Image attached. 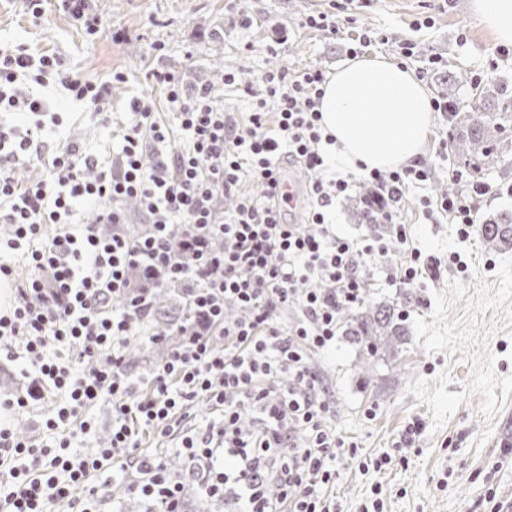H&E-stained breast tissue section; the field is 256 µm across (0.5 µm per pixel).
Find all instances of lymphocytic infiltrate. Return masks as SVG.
Here are the masks:
<instances>
[{
    "label": "lymphocytic infiltrate",
    "instance_id": "1",
    "mask_svg": "<svg viewBox=\"0 0 512 512\" xmlns=\"http://www.w3.org/2000/svg\"><path fill=\"white\" fill-rule=\"evenodd\" d=\"M151 76L177 112L183 148L164 150L169 130L134 97L119 151L102 161L52 144L60 110L53 91L105 114L113 83L125 75L97 84L67 70L60 56L0 43V224L10 226L6 246L22 251L30 270L17 281L0 261V279L15 282L11 308L0 314V350L38 373L27 396L0 409L28 408L46 388L58 397L44 420L47 443L0 427V512H102V497L83 488L91 474L108 472L129 477L144 512H183L190 484L229 497L234 512H338L328 490L345 442L327 423L330 405L308 360L332 351L341 310L364 302L367 261L406 252L398 283L418 284L422 253L409 249V227L396 215L407 189L435 170L416 160L367 173L375 191L366 206L374 223L389 225L390 241L364 245L330 220L354 176L336 171V140L322 130L325 70L281 68L262 88L244 87L251 106L243 126L212 86H185L165 69ZM287 162L301 170L312 201L302 226L286 222L280 199ZM34 163L42 175L19 180L18 169ZM247 178L261 195L241 191ZM489 191L477 181L422 205L446 215L466 240L479 222L474 201ZM228 197L234 205L226 211ZM130 201L145 217L138 231L130 228ZM173 283L184 287L188 318L145 393L128 369L126 345L153 314L151 290ZM286 309L297 317L283 329L275 318ZM105 399L113 406L109 443L72 452L91 431L87 411ZM200 403L218 428L188 426ZM247 415L254 429L243 427ZM143 429L178 437L185 469L170 470L162 449L138 448Z\"/></svg>",
    "mask_w": 512,
    "mask_h": 512
}]
</instances>
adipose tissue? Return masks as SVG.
I'll return each instance as SVG.
<instances>
[{
	"label": "adipose tissue",
	"mask_w": 512,
	"mask_h": 512,
	"mask_svg": "<svg viewBox=\"0 0 512 512\" xmlns=\"http://www.w3.org/2000/svg\"><path fill=\"white\" fill-rule=\"evenodd\" d=\"M471 6L499 44L512 46V0H472ZM323 90L321 122L349 169L401 167L421 154L432 112L411 69L381 55L359 56L340 66Z\"/></svg>",
	"instance_id": "adipose-tissue-1"
}]
</instances>
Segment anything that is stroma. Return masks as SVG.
<instances>
[{"label": "stroma", "mask_w": 512, "mask_h": 512, "mask_svg": "<svg viewBox=\"0 0 512 512\" xmlns=\"http://www.w3.org/2000/svg\"><path fill=\"white\" fill-rule=\"evenodd\" d=\"M471 0H355L353 22L338 36L303 29L306 14L330 10L331 0H95L102 27L87 36L58 0H44L42 16L32 21L26 0H0V39L62 56L75 73L105 81L124 73L112 90V109L124 111L128 100H152L159 121L172 134L169 151L182 148L176 114L149 77L156 65L178 73L186 83L208 82L221 89L227 112L246 122L250 104L225 87L224 74L260 85L266 72L288 66L320 65L335 71L348 57L352 39L362 29H377L412 40L415 55L407 66L421 72L430 55L442 56L444 70L423 80L429 95L471 101V78L489 89L490 105L512 111V52L498 54L494 34L470 9ZM253 18L240 24L241 13ZM288 38L268 52L279 31ZM122 32L115 41L113 32ZM273 44V43H272ZM464 74L451 84L449 74ZM55 137L108 157L118 136L101 125L88 107L61 101ZM452 125L443 116L432 121L424 159L438 167L427 185L410 189L399 218L409 224L410 245L422 252L426 269L416 288L385 280L377 263L367 266L369 302L388 303L404 312L405 333L378 336L376 352L366 344L336 339L335 354L311 359L328 386L329 422L357 457L340 468L335 495L342 512H359L373 484H381L387 512H490L489 496L512 502V247L485 242L483 236L461 241L447 219L426 222L419 200L461 191L448 172L490 184L476 202L481 221L512 212V122L498 132L510 143L498 162L477 167L454 149H443ZM369 185L357 183L331 209L343 235L387 240L386 225L363 218ZM461 255L460 270L453 255ZM187 311L170 296L151 324L127 348L133 372L146 374L161 351L149 336L181 324ZM417 422L421 434L406 459L382 472H361L359 460L400 444L405 428Z\"/></svg>", "instance_id": "35a3bbf8"}]
</instances>
